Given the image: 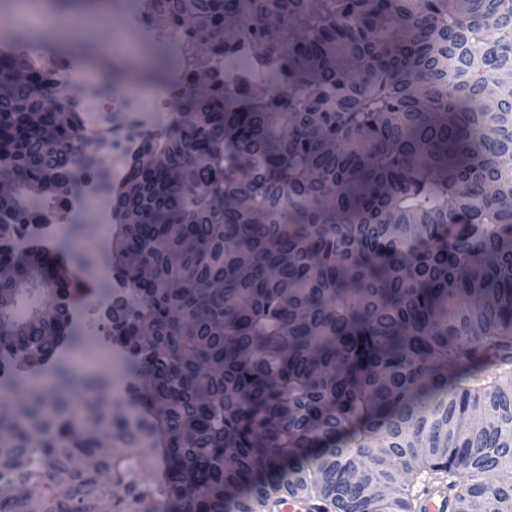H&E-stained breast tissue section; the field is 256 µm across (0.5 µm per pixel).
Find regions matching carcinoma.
<instances>
[{"label":"carcinoma","instance_id":"cac0c4a2","mask_svg":"<svg viewBox=\"0 0 512 512\" xmlns=\"http://www.w3.org/2000/svg\"><path fill=\"white\" fill-rule=\"evenodd\" d=\"M184 35L103 289L145 415L71 361L20 231L97 148L0 54V512H512V0H128ZM246 50L263 83L227 89ZM163 440L167 482L136 476ZM417 512H448V490L441 486L425 488L417 501Z\"/></svg>","mask_w":512,"mask_h":512}]
</instances>
